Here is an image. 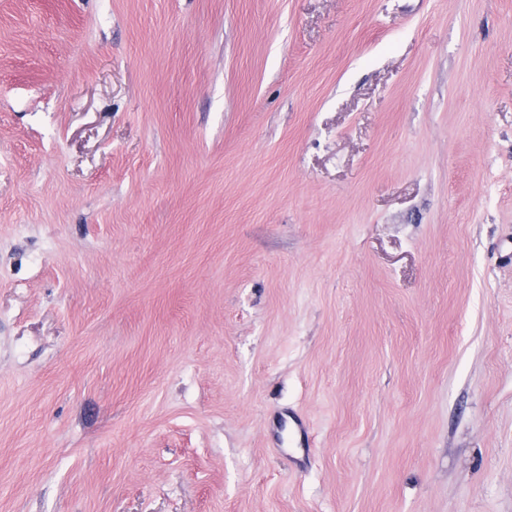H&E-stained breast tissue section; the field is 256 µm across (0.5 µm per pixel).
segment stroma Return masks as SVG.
I'll return each mask as SVG.
<instances>
[{
    "mask_svg": "<svg viewBox=\"0 0 512 512\" xmlns=\"http://www.w3.org/2000/svg\"><path fill=\"white\" fill-rule=\"evenodd\" d=\"M0 512H512V0H0Z\"/></svg>",
    "mask_w": 512,
    "mask_h": 512,
    "instance_id": "obj_1",
    "label": "stroma"
}]
</instances>
